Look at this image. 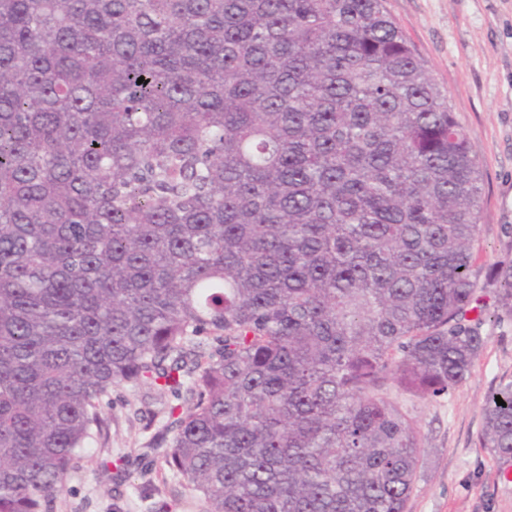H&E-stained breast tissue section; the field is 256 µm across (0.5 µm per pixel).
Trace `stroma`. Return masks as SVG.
Instances as JSON below:
<instances>
[{"mask_svg": "<svg viewBox=\"0 0 512 512\" xmlns=\"http://www.w3.org/2000/svg\"><path fill=\"white\" fill-rule=\"evenodd\" d=\"M464 126L483 174L473 244L485 268L512 260V0H387ZM470 376L438 398L407 407L421 434L407 512H512V477L484 445V408L512 382V313L498 310ZM180 402L149 384L113 388L105 428L81 453L52 512H209L203 495L162 462Z\"/></svg>", "mask_w": 512, "mask_h": 512, "instance_id": "obj_1", "label": "stroma"}]
</instances>
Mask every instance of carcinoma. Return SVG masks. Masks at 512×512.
Masks as SVG:
<instances>
[{
  "label": "carcinoma",
  "instance_id": "obj_1",
  "mask_svg": "<svg viewBox=\"0 0 512 512\" xmlns=\"http://www.w3.org/2000/svg\"><path fill=\"white\" fill-rule=\"evenodd\" d=\"M481 201L385 0H0V512H52L143 383L210 512H406L393 394L460 386L512 313ZM484 420L511 464L512 382Z\"/></svg>",
  "mask_w": 512,
  "mask_h": 512
}]
</instances>
